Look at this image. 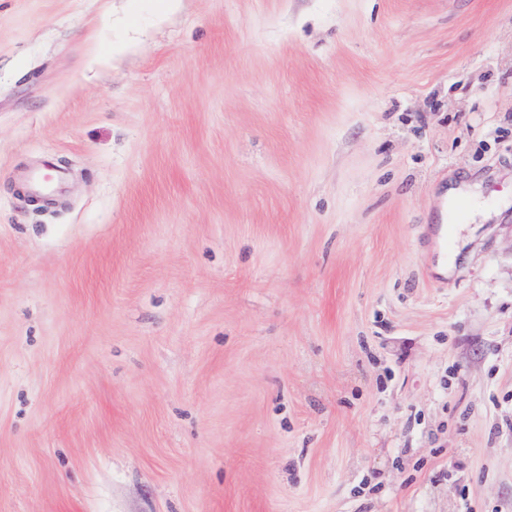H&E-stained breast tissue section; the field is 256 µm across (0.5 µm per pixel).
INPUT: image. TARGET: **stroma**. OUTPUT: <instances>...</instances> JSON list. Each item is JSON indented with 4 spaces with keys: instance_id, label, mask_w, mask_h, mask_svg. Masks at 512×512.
<instances>
[{
    "instance_id": "stroma-1",
    "label": "stroma",
    "mask_w": 512,
    "mask_h": 512,
    "mask_svg": "<svg viewBox=\"0 0 512 512\" xmlns=\"http://www.w3.org/2000/svg\"><path fill=\"white\" fill-rule=\"evenodd\" d=\"M0 512H512V0H0Z\"/></svg>"
}]
</instances>
